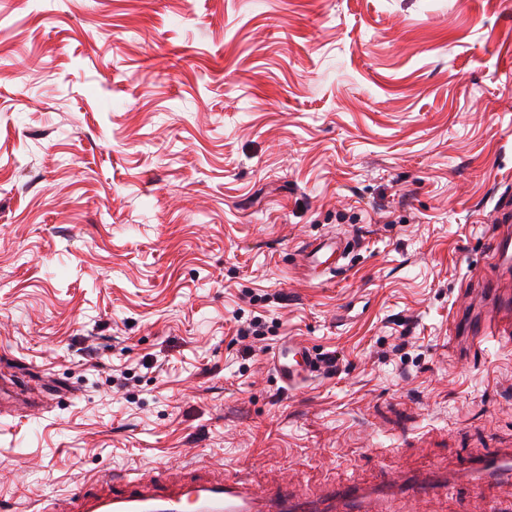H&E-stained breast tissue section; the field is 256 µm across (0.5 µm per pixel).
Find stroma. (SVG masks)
Masks as SVG:
<instances>
[{"instance_id": "obj_1", "label": "stroma", "mask_w": 512, "mask_h": 512, "mask_svg": "<svg viewBox=\"0 0 512 512\" xmlns=\"http://www.w3.org/2000/svg\"><path fill=\"white\" fill-rule=\"evenodd\" d=\"M511 218L512 0H0V377L28 393L0 512L110 471L320 496L512 448V345L451 320L512 289ZM331 233L349 267L310 280ZM290 340L335 371L287 388Z\"/></svg>"}]
</instances>
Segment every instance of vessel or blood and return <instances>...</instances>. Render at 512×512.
Wrapping results in <instances>:
<instances>
[{
	"label": "vessel or blood",
	"instance_id": "vessel-or-blood-1",
	"mask_svg": "<svg viewBox=\"0 0 512 512\" xmlns=\"http://www.w3.org/2000/svg\"><path fill=\"white\" fill-rule=\"evenodd\" d=\"M512 337V295L501 294L497 313L473 322L469 340ZM276 372L288 387L305 384L320 369V361L306 346L289 342L279 349ZM512 478V448L489 458L468 460L454 474L428 472L410 477L393 490L366 489L352 483L330 488L322 497L295 498L287 488L257 493L245 475L215 480L204 475L173 478L155 469L145 476H98L66 497L56 499L53 512H391L393 498L413 502L433 500L458 482L479 485Z\"/></svg>",
	"mask_w": 512,
	"mask_h": 512
}]
</instances>
